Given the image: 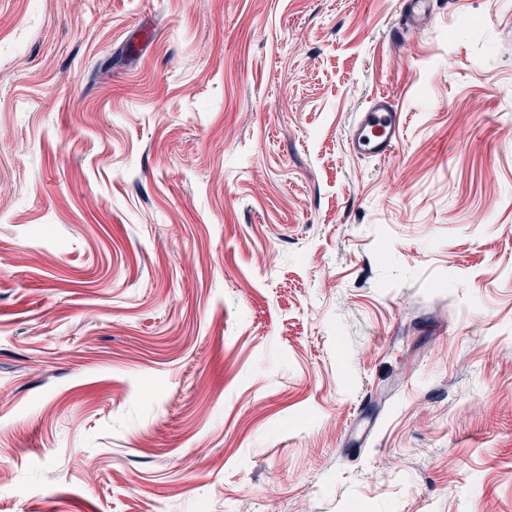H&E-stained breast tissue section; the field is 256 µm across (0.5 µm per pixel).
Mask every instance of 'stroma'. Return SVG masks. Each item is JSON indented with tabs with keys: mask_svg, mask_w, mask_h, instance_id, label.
Segmentation results:
<instances>
[{
	"mask_svg": "<svg viewBox=\"0 0 512 512\" xmlns=\"http://www.w3.org/2000/svg\"><path fill=\"white\" fill-rule=\"evenodd\" d=\"M402 4L0 0V512H512V0ZM401 113L386 95H377L359 114L349 141L350 150L362 156L386 158L398 141Z\"/></svg>",
	"mask_w": 512,
	"mask_h": 512,
	"instance_id": "35a3bbf8",
	"label": "stroma"
}]
</instances>
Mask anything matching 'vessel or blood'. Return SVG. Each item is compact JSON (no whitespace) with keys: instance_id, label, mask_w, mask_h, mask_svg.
I'll use <instances>...</instances> for the list:
<instances>
[{"instance_id":"vessel-or-blood-1","label":"vessel or blood","mask_w":512,"mask_h":512,"mask_svg":"<svg viewBox=\"0 0 512 512\" xmlns=\"http://www.w3.org/2000/svg\"><path fill=\"white\" fill-rule=\"evenodd\" d=\"M400 119L398 107L389 96L373 97L353 127L350 150L380 159L389 156L398 141Z\"/></svg>"}]
</instances>
